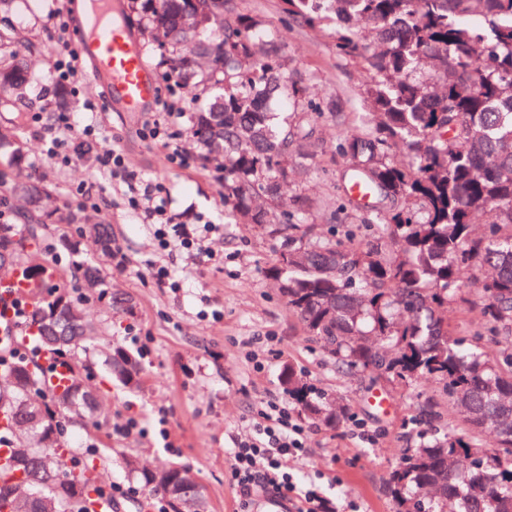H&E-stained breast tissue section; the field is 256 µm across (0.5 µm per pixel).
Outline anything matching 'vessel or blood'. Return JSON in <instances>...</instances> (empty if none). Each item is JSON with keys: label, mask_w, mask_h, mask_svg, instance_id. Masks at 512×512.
<instances>
[{"label": "vessel or blood", "mask_w": 512, "mask_h": 512, "mask_svg": "<svg viewBox=\"0 0 512 512\" xmlns=\"http://www.w3.org/2000/svg\"><path fill=\"white\" fill-rule=\"evenodd\" d=\"M64 8L82 12L78 52L89 65L92 81L108 99L118 100L132 110L147 108L154 96L155 78L134 41L123 34L112 0H65ZM26 294L18 272L0 276V338L14 336L11 302Z\"/></svg>", "instance_id": "1"}]
</instances>
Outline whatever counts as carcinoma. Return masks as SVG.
Instances as JSON below:
<instances>
[{"instance_id": "obj_1", "label": "carcinoma", "mask_w": 512, "mask_h": 512, "mask_svg": "<svg viewBox=\"0 0 512 512\" xmlns=\"http://www.w3.org/2000/svg\"><path fill=\"white\" fill-rule=\"evenodd\" d=\"M142 2L154 41L167 48L168 72L201 89L190 133L224 157V204L248 224L286 231L287 247L268 275L308 335L343 370L435 380L462 414L457 430L403 453L389 478L399 512H512V0H284L310 26L336 18V50L369 77L365 131L335 145L352 161L345 182L372 197L365 211L375 221L361 224L370 241L357 244L352 230L326 237L276 212L288 180L281 155L313 129L270 107L274 99L296 104L302 89L288 84L284 58L259 48L261 21L234 0H197L209 23L196 34L181 28L192 0ZM27 72L24 59L0 66V91L22 95ZM221 123L224 139L212 145L209 131ZM13 184L41 215L40 181ZM45 224H0V266L30 284L37 350L65 354L71 371L56 388L29 359L10 370L13 384L0 386V409L25 421L35 410L41 417L35 428L5 433L25 454L0 468V512H90L104 479L102 467L71 470L64 460V427L86 430L98 410L96 390L80 388L81 359L112 329L86 318V295L71 282L96 283L102 273L89 262L66 270L51 257L32 264V252L48 247ZM93 230L112 255L110 226ZM473 269L487 272L477 293L486 298L491 354L466 347L444 315L470 293ZM98 299L111 310L133 307L107 288ZM104 363L122 385L140 388V367L127 351L106 347ZM283 383L313 419L340 420L293 370ZM487 419L498 424L493 448L483 443ZM124 464L141 489L164 497L168 512H205L203 488L184 484V466Z\"/></svg>"}]
</instances>
